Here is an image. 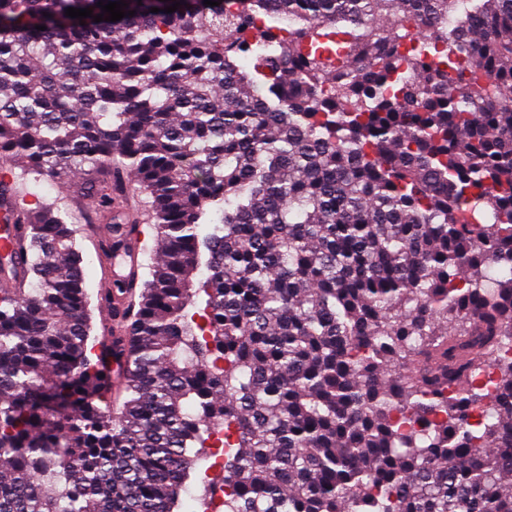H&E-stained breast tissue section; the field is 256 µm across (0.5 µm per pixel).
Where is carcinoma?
Masks as SVG:
<instances>
[{
    "label": "carcinoma",
    "instance_id": "1",
    "mask_svg": "<svg viewBox=\"0 0 512 512\" xmlns=\"http://www.w3.org/2000/svg\"><path fill=\"white\" fill-rule=\"evenodd\" d=\"M100 1L0 0V164L131 180L157 259L114 412L112 289L56 205L14 220L0 512H182L221 431L201 512H512V0Z\"/></svg>",
    "mask_w": 512,
    "mask_h": 512
}]
</instances>
